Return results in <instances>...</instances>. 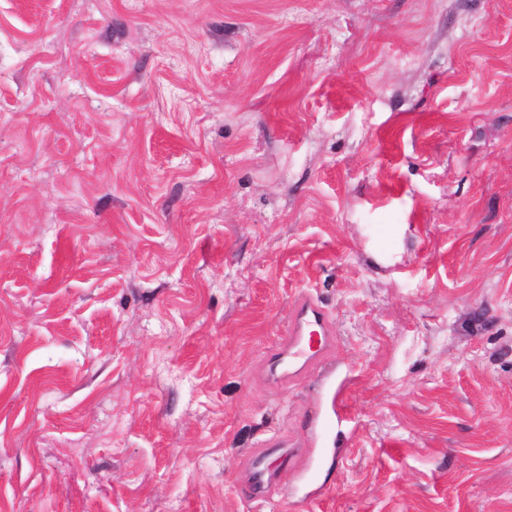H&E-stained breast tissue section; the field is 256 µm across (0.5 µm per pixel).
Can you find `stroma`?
Listing matches in <instances>:
<instances>
[{
	"label": "stroma",
	"instance_id": "1",
	"mask_svg": "<svg viewBox=\"0 0 512 512\" xmlns=\"http://www.w3.org/2000/svg\"><path fill=\"white\" fill-rule=\"evenodd\" d=\"M0 512H512V0H0ZM338 334L328 310L311 293H302L290 305L285 335L265 356L261 368L268 385L282 387L307 377H316L317 394L324 414L303 445L273 432L241 458L244 485L252 491L253 502L261 504L274 495L284 499L316 500L323 494L317 478L322 467L336 462L335 423L344 419L346 409L341 393L347 380L336 379L330 352ZM284 459L294 472L287 486L269 458Z\"/></svg>",
	"mask_w": 512,
	"mask_h": 512
}]
</instances>
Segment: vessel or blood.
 I'll use <instances>...</instances> for the list:
<instances>
[{"instance_id":"obj_1","label":"vessel or blood","mask_w":512,"mask_h":512,"mask_svg":"<svg viewBox=\"0 0 512 512\" xmlns=\"http://www.w3.org/2000/svg\"><path fill=\"white\" fill-rule=\"evenodd\" d=\"M337 340L336 327L321 301L310 293L297 296L290 305L286 332L267 353L261 368L268 385L274 387L314 378L324 414L305 444L292 443L287 435L274 432L243 455L242 479L255 503L275 495L308 501L322 495L317 482L319 471L336 462L335 424L346 415L341 399L346 382L337 378L330 362ZM273 456L284 459L293 470L290 484H282L279 469L270 465Z\"/></svg>"}]
</instances>
